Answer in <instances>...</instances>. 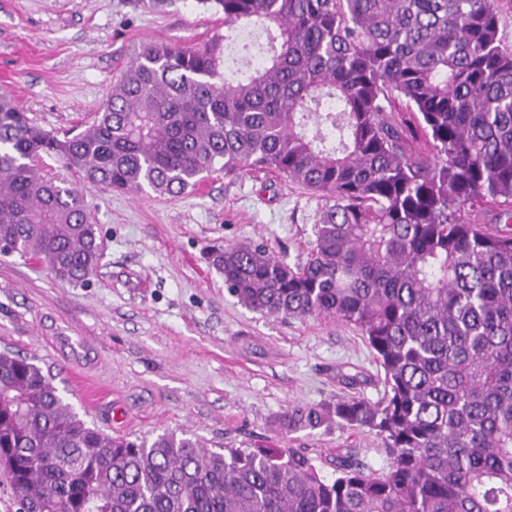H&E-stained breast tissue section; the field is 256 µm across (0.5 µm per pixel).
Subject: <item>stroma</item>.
<instances>
[{
  "instance_id": "1",
  "label": "stroma",
  "mask_w": 512,
  "mask_h": 512,
  "mask_svg": "<svg viewBox=\"0 0 512 512\" xmlns=\"http://www.w3.org/2000/svg\"><path fill=\"white\" fill-rule=\"evenodd\" d=\"M197 0L157 13L132 0H0V90L58 136L90 126L144 44L194 47L223 27ZM86 205L100 259L87 286L0 256V349L37 357L67 402L111 435L186 431L210 448H301L324 473L351 453L388 461L374 434L331 424L287 432L289 403L379 400L383 370L355 328L264 316L236 302L209 265L214 247L264 246L305 261L322 198L259 170L211 173L171 200L95 190ZM361 373L351 388L341 376Z\"/></svg>"
}]
</instances>
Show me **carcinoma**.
Returning a JSON list of instances; mask_svg holds the SVG:
<instances>
[{
	"label": "carcinoma",
	"mask_w": 512,
	"mask_h": 512,
	"mask_svg": "<svg viewBox=\"0 0 512 512\" xmlns=\"http://www.w3.org/2000/svg\"><path fill=\"white\" fill-rule=\"evenodd\" d=\"M224 16L200 48L142 46L93 124L63 139L0 95V248L81 286L97 268L86 185L175 199L216 169H264L324 198L291 265L213 250L237 303L361 332L383 397L290 403V431L380 437L326 476L293 448H206L186 434L113 437L32 358L0 350V468L26 512H512V49L500 0H198ZM245 23L263 57L227 76ZM403 107L415 125L400 123ZM423 136L429 153L409 141ZM495 208V225L465 207ZM505 225L504 229L497 225Z\"/></svg>",
	"instance_id": "1"
}]
</instances>
